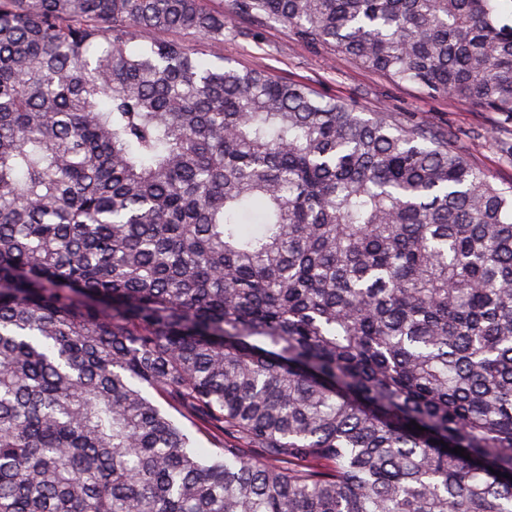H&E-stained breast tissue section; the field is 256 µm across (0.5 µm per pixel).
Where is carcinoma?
I'll use <instances>...</instances> for the list:
<instances>
[{
    "label": "carcinoma",
    "mask_w": 512,
    "mask_h": 512,
    "mask_svg": "<svg viewBox=\"0 0 512 512\" xmlns=\"http://www.w3.org/2000/svg\"><path fill=\"white\" fill-rule=\"evenodd\" d=\"M232 2L0 0V512H512V185L155 36L287 23L512 118V22Z\"/></svg>",
    "instance_id": "carcinoma-1"
}]
</instances>
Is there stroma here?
I'll return each instance as SVG.
<instances>
[{
  "label": "stroma",
  "instance_id": "stroma-1",
  "mask_svg": "<svg viewBox=\"0 0 512 512\" xmlns=\"http://www.w3.org/2000/svg\"><path fill=\"white\" fill-rule=\"evenodd\" d=\"M247 37L228 38L223 52L241 68H259L273 77L309 84L318 96L334 98L363 112H390L426 124L435 130H453L458 146L475 166L489 172L500 184L512 183V158L500 145L512 143V122L503 123L491 112L468 103L431 96L412 84H397L379 72L327 45H306L292 28L281 23L252 25Z\"/></svg>",
  "mask_w": 512,
  "mask_h": 512
}]
</instances>
